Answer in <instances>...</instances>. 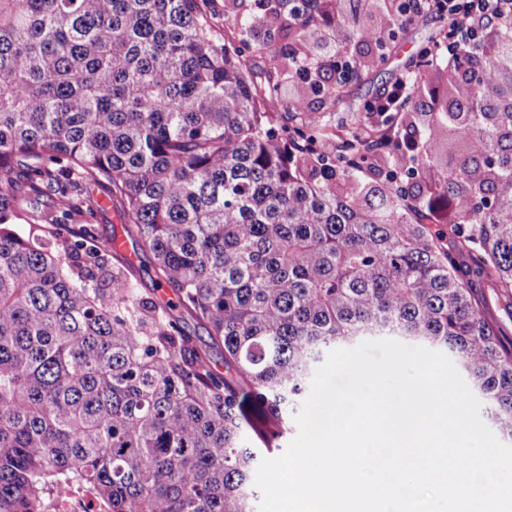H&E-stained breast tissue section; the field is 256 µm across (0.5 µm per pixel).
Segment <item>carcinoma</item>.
I'll list each match as a JSON object with an SVG mask.
<instances>
[{
  "instance_id": "obj_1",
  "label": "carcinoma",
  "mask_w": 512,
  "mask_h": 512,
  "mask_svg": "<svg viewBox=\"0 0 512 512\" xmlns=\"http://www.w3.org/2000/svg\"><path fill=\"white\" fill-rule=\"evenodd\" d=\"M359 2L254 0L238 37L265 74L199 0H0V512H53L72 484L108 512H255L262 420L367 336L448 353L512 442V340L473 292L512 299V23L458 58L474 76L446 85L457 110L404 113L418 147L382 119L356 142L343 128L364 118L336 119L328 81L336 41L309 31L329 13L345 42L378 44L390 0ZM302 67L323 112L288 91ZM372 161L379 182L359 176ZM93 188L172 299L141 294L89 223L35 233L102 211Z\"/></svg>"
}]
</instances>
